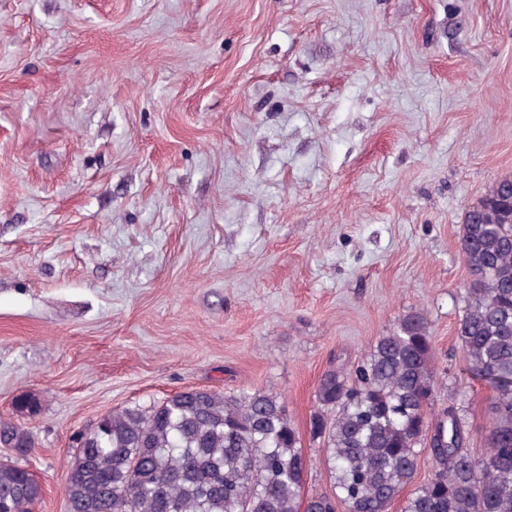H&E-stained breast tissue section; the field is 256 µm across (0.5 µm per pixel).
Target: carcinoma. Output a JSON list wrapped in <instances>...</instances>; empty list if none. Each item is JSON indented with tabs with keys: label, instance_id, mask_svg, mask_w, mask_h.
<instances>
[{
	"label": "carcinoma",
	"instance_id": "cac0c4a2",
	"mask_svg": "<svg viewBox=\"0 0 512 512\" xmlns=\"http://www.w3.org/2000/svg\"><path fill=\"white\" fill-rule=\"evenodd\" d=\"M468 301L457 328L469 371L512 378V177L465 213ZM438 386L427 322L412 314L379 337L354 370L331 369L309 423L332 492L305 494L312 459L274 393L187 389L143 409L101 416L72 439L68 512H389L422 455L434 471L402 512H512V389L491 404L486 451L467 448L455 396L433 422ZM0 447L24 456L22 427L0 421ZM42 486L0 462V512H31Z\"/></svg>",
	"mask_w": 512,
	"mask_h": 512
}]
</instances>
